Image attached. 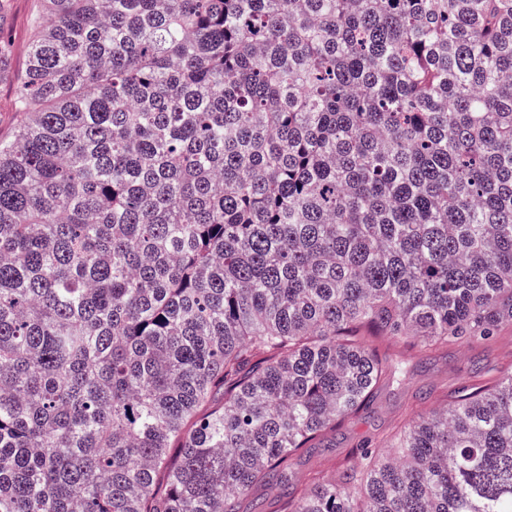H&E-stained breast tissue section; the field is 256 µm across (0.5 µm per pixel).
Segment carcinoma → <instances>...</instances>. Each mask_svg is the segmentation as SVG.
<instances>
[{"label": "carcinoma", "mask_w": 512, "mask_h": 512, "mask_svg": "<svg viewBox=\"0 0 512 512\" xmlns=\"http://www.w3.org/2000/svg\"><path fill=\"white\" fill-rule=\"evenodd\" d=\"M12 110L0 512H512V368L283 480L512 324V0H40ZM378 346L381 353L405 358L407 381L376 388L336 432L317 442L315 448H307L292 466V480L298 485L340 471L364 442L381 436L393 438L429 409L447 407L459 388L485 384L498 376L512 361V324L500 328L491 341L473 344L459 339L428 356L419 355L410 339L382 341ZM425 394L430 396L428 400L423 399ZM277 487L265 488L240 501L242 512H272L279 510L281 501Z\"/></svg>", "instance_id": "1"}]
</instances>
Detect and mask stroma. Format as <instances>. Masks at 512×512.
I'll return each mask as SVG.
<instances>
[{
  "instance_id": "1",
  "label": "stroma",
  "mask_w": 512,
  "mask_h": 512,
  "mask_svg": "<svg viewBox=\"0 0 512 512\" xmlns=\"http://www.w3.org/2000/svg\"><path fill=\"white\" fill-rule=\"evenodd\" d=\"M39 0H10L12 42L10 80L0 82V140L12 139L17 117L11 110L13 82L26 71L31 42L29 20ZM381 352L405 359L407 381L376 388L370 399L315 447L306 449L292 466V479L304 485L313 478L340 471L364 442L396 436L401 428L434 408L452 403L459 388L488 383L512 365V324L500 328L491 341L474 344L460 339L422 356L411 341H383Z\"/></svg>"
}]
</instances>
